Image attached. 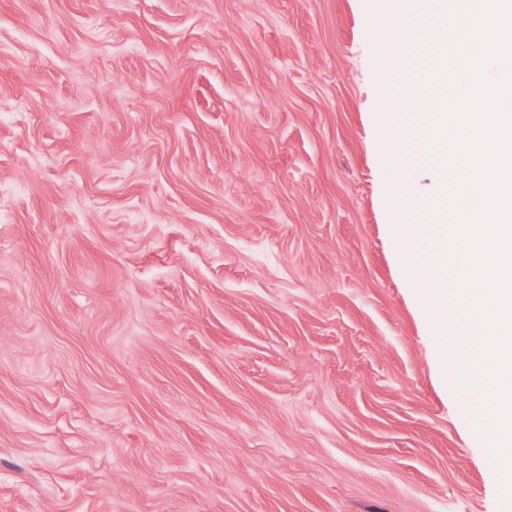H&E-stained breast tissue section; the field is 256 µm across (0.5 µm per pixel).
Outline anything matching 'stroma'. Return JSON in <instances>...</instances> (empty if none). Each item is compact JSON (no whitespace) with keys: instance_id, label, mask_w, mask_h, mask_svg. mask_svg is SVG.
I'll list each match as a JSON object with an SVG mask.
<instances>
[{"instance_id":"1","label":"stroma","mask_w":512,"mask_h":512,"mask_svg":"<svg viewBox=\"0 0 512 512\" xmlns=\"http://www.w3.org/2000/svg\"><path fill=\"white\" fill-rule=\"evenodd\" d=\"M403 0H0V512H512L416 278Z\"/></svg>"}]
</instances>
